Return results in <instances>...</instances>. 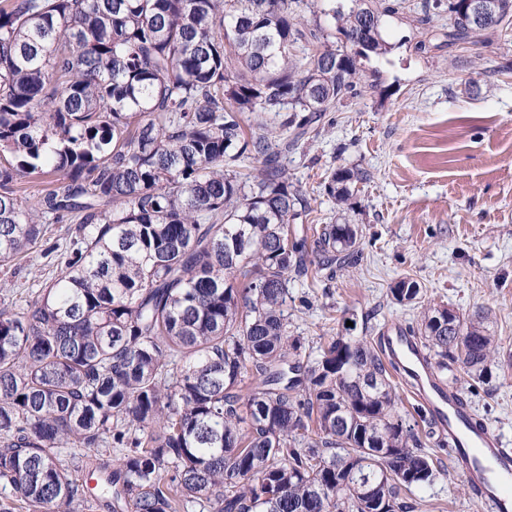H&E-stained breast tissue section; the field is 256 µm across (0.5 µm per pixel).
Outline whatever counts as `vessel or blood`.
Segmentation results:
<instances>
[{
  "instance_id": "1",
  "label": "vessel or blood",
  "mask_w": 512,
  "mask_h": 512,
  "mask_svg": "<svg viewBox=\"0 0 512 512\" xmlns=\"http://www.w3.org/2000/svg\"><path fill=\"white\" fill-rule=\"evenodd\" d=\"M382 347L412 367L409 385L414 395L453 444L452 467L467 487L477 490L485 512H512V448L490 425L473 426V415L458 391L441 385L413 337L396 327L384 333Z\"/></svg>"
}]
</instances>
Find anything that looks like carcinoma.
I'll return each instance as SVG.
<instances>
[{
    "label": "carcinoma",
    "instance_id": "carcinoma-1",
    "mask_svg": "<svg viewBox=\"0 0 512 512\" xmlns=\"http://www.w3.org/2000/svg\"><path fill=\"white\" fill-rule=\"evenodd\" d=\"M425 0L416 49L492 44ZM405 0H7L0 5V512H412L441 470L398 406V362L366 336L307 353L292 275L331 282L363 228L315 222L283 157L357 95ZM448 11V30L432 25ZM252 122L244 124L243 116ZM50 178L37 198L22 190ZM363 171L331 167L350 207ZM52 224H64L52 241ZM395 303L421 299L405 274ZM439 373L487 384L499 344L446 305L409 328ZM63 448H80L67 463ZM115 452L95 468L85 458ZM95 480V487L89 486ZM22 268L17 274L18 282L33 283L34 280H41L51 277L56 272V266L48 265L46 259L42 258L39 253L30 254L29 257L21 261Z\"/></svg>",
    "mask_w": 512,
    "mask_h": 512
}]
</instances>
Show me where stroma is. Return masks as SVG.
Returning <instances> with one entry per match:
<instances>
[{
	"instance_id": "1",
	"label": "stroma",
	"mask_w": 512,
	"mask_h": 512,
	"mask_svg": "<svg viewBox=\"0 0 512 512\" xmlns=\"http://www.w3.org/2000/svg\"><path fill=\"white\" fill-rule=\"evenodd\" d=\"M387 19L388 52L371 58L377 87L362 86L347 108L328 113L327 132L288 156V172L315 201L323 223L336 218L324 192L329 167L369 174L356 184L347 217L361 225L362 254L337 275L331 296L293 278L295 296L313 305L294 321L307 345L333 337L372 338L389 326L412 327L423 305L445 304L460 314H485L512 353V40L489 46L441 48L419 54L413 10ZM412 275L419 304L400 305L389 287ZM488 385H470L457 371L456 388L470 409L512 445V368L494 370ZM442 474L415 491L414 512H481L453 473L448 452L432 448Z\"/></svg>"
}]
</instances>
